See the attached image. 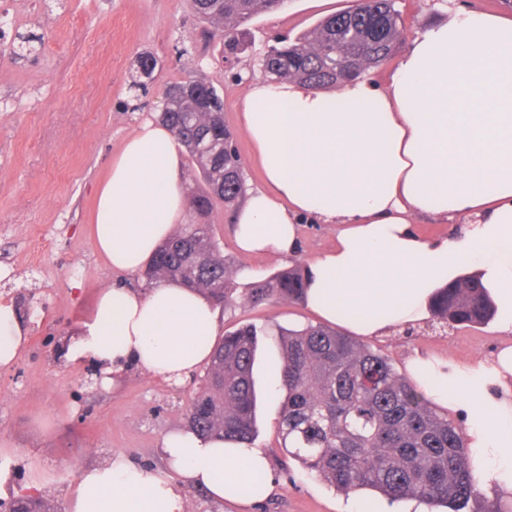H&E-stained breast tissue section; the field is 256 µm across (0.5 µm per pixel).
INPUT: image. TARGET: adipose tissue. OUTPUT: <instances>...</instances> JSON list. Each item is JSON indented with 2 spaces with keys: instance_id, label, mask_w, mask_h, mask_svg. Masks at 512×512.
Returning a JSON list of instances; mask_svg holds the SVG:
<instances>
[{
  "instance_id": "obj_1",
  "label": "adipose tissue",
  "mask_w": 512,
  "mask_h": 512,
  "mask_svg": "<svg viewBox=\"0 0 512 512\" xmlns=\"http://www.w3.org/2000/svg\"><path fill=\"white\" fill-rule=\"evenodd\" d=\"M240 121L265 186L238 211L234 242L289 257L302 221L335 225V247L308 267L306 305L322 320L387 336L427 320L439 288L475 278L497 306L494 329L512 333V19L456 11L418 33L383 86L250 83ZM187 212L178 142L144 121L98 188L94 245L112 270L137 273ZM421 215L462 227L421 236L412 228ZM218 332V313L199 292L112 285L67 356L95 361L106 378L137 368L182 381L209 364ZM411 376L464 417L479 483L512 492V347L469 368L415 358ZM161 453L168 469L158 474L118 455L81 471L68 512H186L188 486L217 504L247 505L274 490L268 456L253 445L228 448L183 430L163 439ZM243 469L259 483L243 486Z\"/></svg>"
}]
</instances>
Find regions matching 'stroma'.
Masks as SVG:
<instances>
[{
  "instance_id": "1",
  "label": "stroma",
  "mask_w": 512,
  "mask_h": 512,
  "mask_svg": "<svg viewBox=\"0 0 512 512\" xmlns=\"http://www.w3.org/2000/svg\"><path fill=\"white\" fill-rule=\"evenodd\" d=\"M353 3L289 0L284 9L252 19L244 49L229 57L188 0H0V11L16 20L0 49L19 34L42 42L31 55L0 58V298L12 303L27 330L15 361L0 367L1 500L26 494L36 482L56 512H66L79 472L116 454L149 472L164 470L161 441L186 428L202 377L174 383L134 369L107 388L97 365L70 363L63 355L100 289L145 286L141 274L114 272L98 254L89 233L96 189L126 138L162 109L166 87L197 70L224 98V122L235 133L247 190L262 188V163L240 125L239 107L249 82L265 77V43L275 34L297 37ZM399 6L404 23L392 58L365 73L380 85L416 34L448 20L453 10L512 15L501 0H400ZM143 53L153 54L158 66L148 83V108L134 111L130 81ZM208 221L241 284L308 264L336 242L333 226L304 223L299 254L247 255L233 241L230 211L216 205ZM317 321L309 308L282 299L260 307L239 299L220 309V330L245 322L264 330L255 368V444L267 452L277 484L271 498L249 507L218 506L191 488L187 512H354L355 501L305 473L284 454L278 436L280 395L270 379L281 360L278 330ZM369 345L404 374L417 356L477 364L512 346V335L486 325L452 329L425 322Z\"/></svg>"
}]
</instances>
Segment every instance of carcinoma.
I'll return each instance as SVG.
<instances>
[{"label": "carcinoma", "instance_id": "obj_1", "mask_svg": "<svg viewBox=\"0 0 512 512\" xmlns=\"http://www.w3.org/2000/svg\"><path fill=\"white\" fill-rule=\"evenodd\" d=\"M284 0H190L194 14L213 27L231 53L241 28L274 11ZM398 0H368L334 14L294 39L268 47L262 67L273 81L297 82L315 90L358 78L391 55L402 27ZM383 26L373 35L376 20ZM35 39L18 36L9 53L35 50ZM192 86L190 94L185 88ZM169 108L158 118L169 126L204 190L191 197L205 217L216 203L232 210L245 198L232 132L224 126L223 100L213 83L197 75L167 87ZM307 270L301 265L255 279L242 293L254 306L274 299L303 302ZM146 283L169 281L196 290L216 306L233 305L238 284L230 262L207 224H183L158 250L144 272ZM434 316L451 328L486 323L494 305L477 280L452 284L433 304ZM262 329L245 324L224 335L205 367L204 386L187 412L189 429L233 445L258 436L254 365ZM280 364L272 371L283 392L278 413L281 447L328 485L345 493L375 492L392 500H417L430 512H463L480 502L463 428L440 414L425 394L390 360L357 338L327 325L279 329ZM482 503V502H480ZM14 512H51L46 499L18 498ZM477 512H512L482 503Z\"/></svg>", "mask_w": 512, "mask_h": 512}]
</instances>
